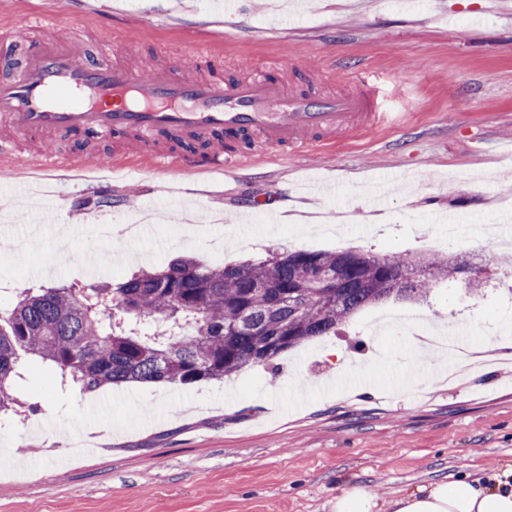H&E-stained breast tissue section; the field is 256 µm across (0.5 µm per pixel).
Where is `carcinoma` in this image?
Returning a JSON list of instances; mask_svg holds the SVG:
<instances>
[{"instance_id":"cac0c4a2","label":"carcinoma","mask_w":512,"mask_h":512,"mask_svg":"<svg viewBox=\"0 0 512 512\" xmlns=\"http://www.w3.org/2000/svg\"><path fill=\"white\" fill-rule=\"evenodd\" d=\"M463 271L438 255L293 250L216 267L180 258L91 288H27L0 315V414L33 411L15 395L28 355L86 392L222 381L335 334L382 299H425Z\"/></svg>"}]
</instances>
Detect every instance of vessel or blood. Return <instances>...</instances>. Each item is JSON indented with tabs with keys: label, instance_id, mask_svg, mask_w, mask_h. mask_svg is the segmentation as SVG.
Instances as JSON below:
<instances>
[{
	"label": "vessel or blood",
	"instance_id": "obj_1",
	"mask_svg": "<svg viewBox=\"0 0 512 512\" xmlns=\"http://www.w3.org/2000/svg\"><path fill=\"white\" fill-rule=\"evenodd\" d=\"M33 25L27 19L5 34L25 45L21 66L0 56V69L7 73L0 80V117L12 130L11 136L0 137L4 158L14 156L16 138L35 134L62 139L78 133L96 139L128 134L140 150L161 135L182 149L150 151L153 167L185 168L194 160L189 145L205 141L206 172L226 176L255 162V152L239 151L238 141L285 145L296 155L318 148L320 138L389 119L382 109L381 81L369 72L355 73L347 89L333 94L287 88L276 76L280 64L275 60L258 66L254 77L233 81L177 76L165 67L138 72L78 52L68 42L31 39ZM44 167L101 190L121 165L89 167L77 150L59 154Z\"/></svg>",
	"mask_w": 512,
	"mask_h": 512
}]
</instances>
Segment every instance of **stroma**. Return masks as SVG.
Returning a JSON list of instances; mask_svg holds the SVG:
<instances>
[{
    "label": "stroma",
    "mask_w": 512,
    "mask_h": 512,
    "mask_svg": "<svg viewBox=\"0 0 512 512\" xmlns=\"http://www.w3.org/2000/svg\"><path fill=\"white\" fill-rule=\"evenodd\" d=\"M91 2L93 17L77 28L66 0H0V31L46 15L52 22L40 36L76 35L87 50L111 36L118 57L143 71L182 69L189 48L197 47L195 73L228 80L276 59L286 85L297 90L316 82L332 91L354 70L367 69L382 81L392 121L299 157L270 149L253 168L224 178L220 196L197 171L151 173L149 162L126 157L116 138L24 148V160L66 148L126 159L130 180L110 188L113 224L127 219L119 202L133 197L170 209L186 185L197 188L201 212L223 221L189 228L162 222L154 225L152 242L138 247L103 239L79 222L96 193L66 181L60 189L73 214L68 249L58 247L59 225L45 224L35 245L22 250L29 202L10 199L14 212L0 221L10 231L0 239V312L26 288L117 280L179 255L220 266L283 249L470 259L491 287L474 296L458 281L435 290L426 304L390 298L371 305L335 335L224 381L185 386L201 399L220 395L191 414L171 408L132 430L85 427L83 437L97 445L91 454L72 448L71 435L51 426L46 399L21 393L37 411L0 433V512H330L347 484L364 486L382 506L463 470L482 477L511 468L512 348L475 363L453 384L442 356L440 373L405 390L359 386L287 412L271 396L291 380L319 388L342 369L375 360L376 330L388 310L414 314L436 330H463L471 347L512 334V264L503 261L512 248L487 243L491 225L512 207V0H423L408 11L385 0H309L304 15L273 37L266 34L269 10L255 0L236 17L224 16L220 0ZM312 177L335 183V193L305 201L297 188ZM285 192L293 199L278 226H266L261 213L253 223H238L244 202ZM448 211L458 216L450 234L436 222ZM366 315L373 319L368 328L361 324ZM253 375L265 395L227 399Z\"/></svg>",
    "instance_id": "obj_1"
}]
</instances>
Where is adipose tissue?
Instances as JSON below:
<instances>
[{"label":"adipose tissue","instance_id":"1","mask_svg":"<svg viewBox=\"0 0 512 512\" xmlns=\"http://www.w3.org/2000/svg\"><path fill=\"white\" fill-rule=\"evenodd\" d=\"M390 512H512V487L498 481L480 486L468 478L443 481L401 496Z\"/></svg>","mask_w":512,"mask_h":512}]
</instances>
